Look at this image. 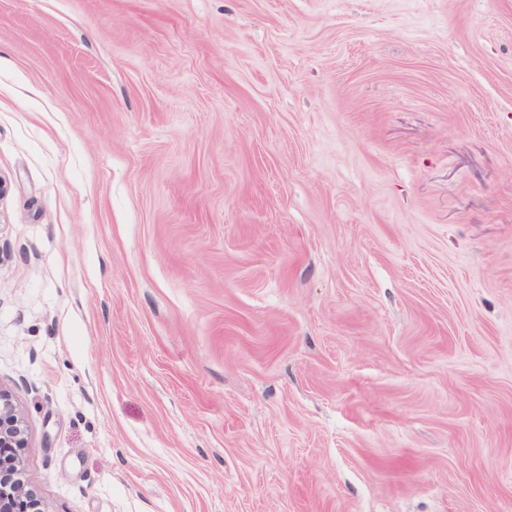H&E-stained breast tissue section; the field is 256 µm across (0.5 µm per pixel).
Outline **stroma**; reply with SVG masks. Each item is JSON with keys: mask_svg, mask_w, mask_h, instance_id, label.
<instances>
[{"mask_svg": "<svg viewBox=\"0 0 512 512\" xmlns=\"http://www.w3.org/2000/svg\"><path fill=\"white\" fill-rule=\"evenodd\" d=\"M0 178L42 512H512V0H0Z\"/></svg>", "mask_w": 512, "mask_h": 512, "instance_id": "stroma-1", "label": "stroma"}]
</instances>
